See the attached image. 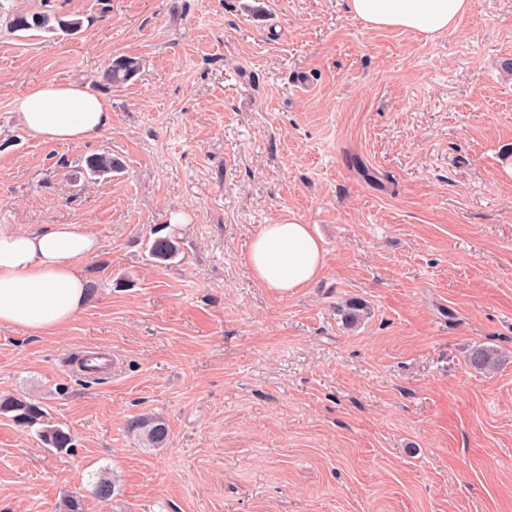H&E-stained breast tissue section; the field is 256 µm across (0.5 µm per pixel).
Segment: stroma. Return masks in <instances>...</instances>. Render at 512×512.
I'll list each match as a JSON object with an SVG mask.
<instances>
[{"mask_svg": "<svg viewBox=\"0 0 512 512\" xmlns=\"http://www.w3.org/2000/svg\"><path fill=\"white\" fill-rule=\"evenodd\" d=\"M37 8L81 27L9 32ZM118 55L138 74L100 84ZM49 81L111 128L31 136L15 101ZM104 152L123 171L90 175ZM291 218L325 269L280 294L248 250ZM49 224L98 239L89 302L56 336L0 327V394L73 446L0 416V512H512V0L434 41L346 0H0V231ZM97 350L110 370H74ZM142 416L166 447L128 433ZM179 241L171 234L155 237L149 247V254L159 261H168L175 258L179 251ZM0 414L12 420L16 425L31 428L35 425H45L39 429V435L46 445L58 452L72 448V438L69 432L61 427L45 423V412L39 402L23 395L0 396ZM127 430L135 433L149 448H163L169 440V429L160 418H134Z\"/></svg>", "mask_w": 512, "mask_h": 512, "instance_id": "35a3bbf8", "label": "stroma"}]
</instances>
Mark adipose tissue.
Wrapping results in <instances>:
<instances>
[{"instance_id":"1","label":"adipose tissue","mask_w":512,"mask_h":512,"mask_svg":"<svg viewBox=\"0 0 512 512\" xmlns=\"http://www.w3.org/2000/svg\"><path fill=\"white\" fill-rule=\"evenodd\" d=\"M367 28L410 31L431 41L457 26L474 0H347ZM24 127L34 137L81 144L109 129L105 100L73 82L37 86L17 99ZM96 237L80 224L0 232V327L54 336L83 312L89 295L84 264L96 256ZM248 263L260 285L295 293L319 277L325 254L310 225L291 219L267 224L253 237Z\"/></svg>"}]
</instances>
